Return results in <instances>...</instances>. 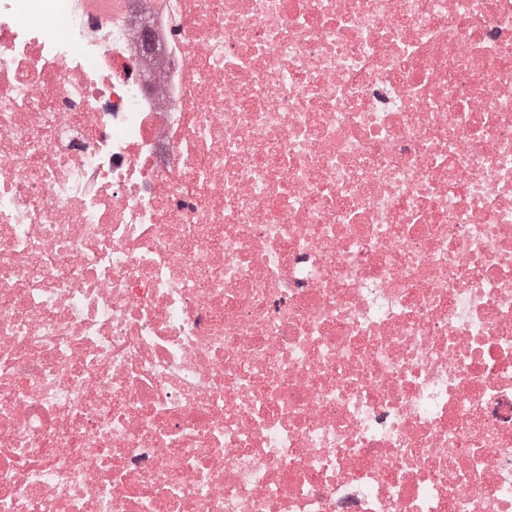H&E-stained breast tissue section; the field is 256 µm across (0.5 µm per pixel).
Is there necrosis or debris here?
Returning a JSON list of instances; mask_svg holds the SVG:
<instances>
[{
    "mask_svg": "<svg viewBox=\"0 0 512 512\" xmlns=\"http://www.w3.org/2000/svg\"><path fill=\"white\" fill-rule=\"evenodd\" d=\"M0 0V512H512V0Z\"/></svg>",
    "mask_w": 512,
    "mask_h": 512,
    "instance_id": "necrosis-or-debris-1",
    "label": "necrosis or debris"
}]
</instances>
